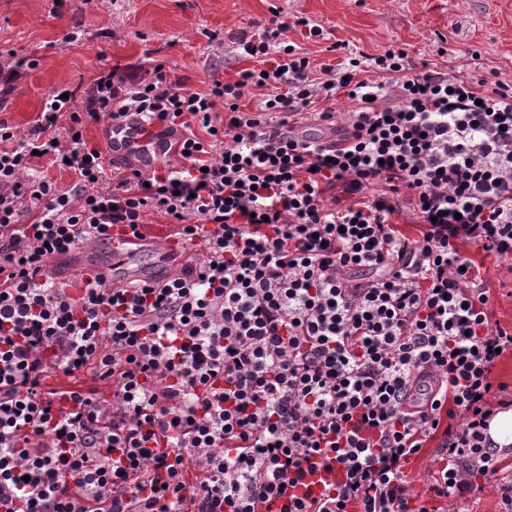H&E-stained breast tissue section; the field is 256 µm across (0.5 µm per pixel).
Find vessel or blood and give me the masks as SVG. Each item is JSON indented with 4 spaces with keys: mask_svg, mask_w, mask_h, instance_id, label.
<instances>
[{
    "mask_svg": "<svg viewBox=\"0 0 512 512\" xmlns=\"http://www.w3.org/2000/svg\"><path fill=\"white\" fill-rule=\"evenodd\" d=\"M160 131V126L148 127L141 118L130 117L119 124L105 123L101 134L110 158L135 157L139 168L145 170L155 165L153 154L160 151L163 143ZM175 246L169 227L163 224L144 225L136 236L129 228H114L111 239L97 247L98 253L105 255V262L89 269L84 277L92 281L102 275L115 282L143 278L142 261L150 257L155 266L167 265ZM341 478L339 469L320 468L308 476L307 484L313 494L319 495L334 487Z\"/></svg>",
    "mask_w": 512,
    "mask_h": 512,
    "instance_id": "vessel-or-blood-1",
    "label": "vessel or blood"
}]
</instances>
